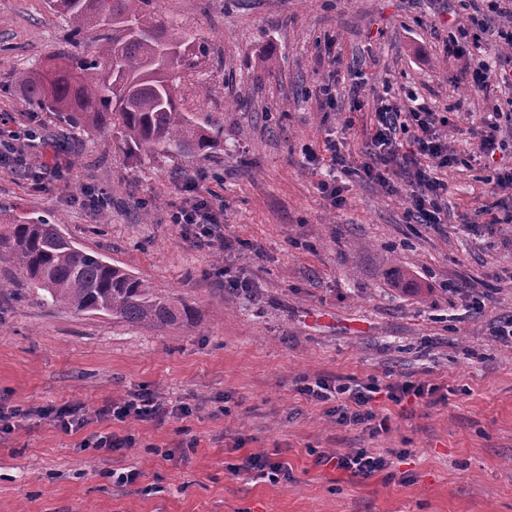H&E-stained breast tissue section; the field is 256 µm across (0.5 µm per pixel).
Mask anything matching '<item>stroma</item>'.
I'll return each instance as SVG.
<instances>
[{
	"mask_svg": "<svg viewBox=\"0 0 512 512\" xmlns=\"http://www.w3.org/2000/svg\"><path fill=\"white\" fill-rule=\"evenodd\" d=\"M205 53L180 75L181 107L220 144L189 156L131 152L120 129L71 128L33 110L17 71L81 50L46 0H0V131L19 160L0 166V204L44 216L77 247L194 311L159 332L100 313L48 307L0 257V401L78 402L94 410L141 388L195 407L161 424L95 422L66 433L46 419L0 436V512H512V187L477 145L500 89L474 93L464 56L445 46L471 0H152ZM336 108L322 107V88ZM450 113L457 163L445 224L410 217L415 168L364 178L373 100ZM335 140L342 199L317 189ZM222 207L228 249L195 246L169 213L187 183ZM104 194L107 223L84 190ZM407 378L447 402L393 407L389 433L336 426L295 378ZM128 432L134 448L82 447L88 432ZM241 451H234V443ZM189 446L188 461L165 460ZM393 450L394 480L351 479L311 449ZM287 460L289 480L230 468L242 453ZM138 470L117 485L115 470Z\"/></svg>",
	"mask_w": 512,
	"mask_h": 512,
	"instance_id": "1",
	"label": "stroma"
}]
</instances>
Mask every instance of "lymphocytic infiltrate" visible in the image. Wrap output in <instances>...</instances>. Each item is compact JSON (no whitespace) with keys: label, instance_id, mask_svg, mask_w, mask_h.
Listing matches in <instances>:
<instances>
[{"label":"lymphocytic infiltrate","instance_id":"lymphocytic-infiltrate-1","mask_svg":"<svg viewBox=\"0 0 512 512\" xmlns=\"http://www.w3.org/2000/svg\"><path fill=\"white\" fill-rule=\"evenodd\" d=\"M482 6L471 17L458 37L449 45L451 53L471 56L472 67L465 79L473 91L481 92L491 86L512 88V70L495 68L486 61L483 52L488 41H495L512 47V27L495 26L497 16L512 15V0H481ZM376 111L379 123L373 135L377 147L373 162L364 164L366 177L387 183L386 167L396 155L401 143L399 134H407L412 162L415 166L414 180L419 188L413 197V215L422 224H439L443 212L444 183L434 176L437 168L453 164L448 154L446 137L442 133L447 126V116L433 112L425 104H417L409 111H401L388 96L377 100ZM172 223L194 226L197 245L209 248L224 244L220 232L219 214L206 200L189 208H181L170 216ZM298 393L310 404L330 406L338 426L348 430H360L370 435L391 431L394 415L378 405V397H385L393 404L407 400L430 407L448 399L447 392L437 384L421 380L405 379L386 385L378 381L360 383L353 380H328L322 377H299L296 381ZM190 407L182 402L172 403L160 399L151 392H137L119 401H109L98 407L94 414H86L80 406L63 403L47 407L8 405L0 402V433H8L19 423L37 415L51 419L54 424L67 432L84 429L90 422L127 421L162 423L165 420L189 417ZM315 465H334L336 469L349 473L350 477L370 479L386 471L391 460L387 455L357 449L345 454L319 451L315 454Z\"/></svg>","mask_w":512,"mask_h":512}]
</instances>
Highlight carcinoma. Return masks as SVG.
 Returning <instances> with one entry per match:
<instances>
[{
  "label": "carcinoma",
  "instance_id": "obj_1",
  "mask_svg": "<svg viewBox=\"0 0 512 512\" xmlns=\"http://www.w3.org/2000/svg\"><path fill=\"white\" fill-rule=\"evenodd\" d=\"M151 0H52L83 50L50 74L23 69L16 83L31 106L64 116L73 127L109 131L119 125L128 147L165 155L195 154L220 137L182 112L181 70L203 52L193 36L158 18ZM0 254L42 291L47 305L104 313L129 325L164 331L187 323L193 311L156 295L141 278L97 253L63 241L44 216H17L0 206Z\"/></svg>",
  "mask_w": 512,
  "mask_h": 512
}]
</instances>
